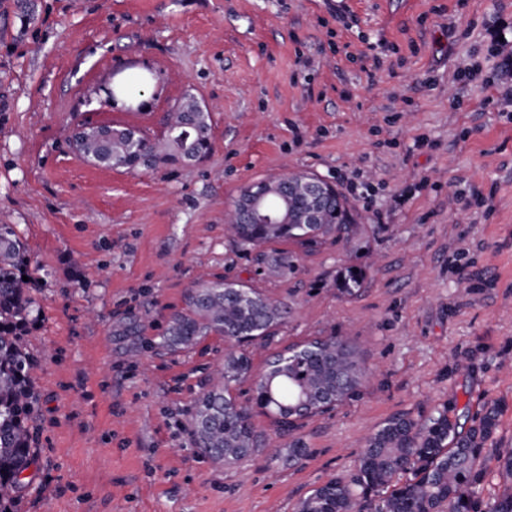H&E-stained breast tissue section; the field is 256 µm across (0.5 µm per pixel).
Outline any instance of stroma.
Wrapping results in <instances>:
<instances>
[{
	"instance_id": "1",
	"label": "stroma",
	"mask_w": 512,
	"mask_h": 512,
	"mask_svg": "<svg viewBox=\"0 0 512 512\" xmlns=\"http://www.w3.org/2000/svg\"><path fill=\"white\" fill-rule=\"evenodd\" d=\"M500 41L512 0H0V224L25 243L37 364L39 457L13 512H294L387 418L452 389L450 419L500 402L495 440L512 444V118L483 103L512 91ZM118 67L154 72L149 110L102 107ZM187 93L212 119L199 162L130 171L73 148L86 117L159 137ZM289 171L355 182L347 258L326 243L283 275L228 237L240 190ZM345 263L367 271L352 298ZM220 277L294 307L245 347L253 374L334 335L375 371L304 420L302 464L219 465L192 444V407L235 345L158 340L186 289Z\"/></svg>"
}]
</instances>
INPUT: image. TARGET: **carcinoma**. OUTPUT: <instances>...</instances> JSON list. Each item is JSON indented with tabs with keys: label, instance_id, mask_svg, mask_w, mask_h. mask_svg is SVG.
Here are the masks:
<instances>
[{
	"label": "carcinoma",
	"instance_id": "carcinoma-1",
	"mask_svg": "<svg viewBox=\"0 0 512 512\" xmlns=\"http://www.w3.org/2000/svg\"><path fill=\"white\" fill-rule=\"evenodd\" d=\"M78 153L104 166L137 169L158 163L176 165L205 158L212 149L210 116L188 112L185 104L168 114L164 140L156 143L141 130L100 127L74 141ZM280 178L289 208L306 211V196ZM232 234L244 248L276 241L303 248L331 238L350 250L355 225L346 212L327 199L316 224H243L239 207L232 211ZM267 264L296 270V257L284 251L263 256ZM25 245L10 224H0V512H12L17 493L27 486L21 475L36 466L39 449L30 425L36 394V364L23 340L32 308V281H25ZM366 270L341 268L338 287L353 296L363 287ZM186 310L174 314L161 341L188 349L202 337L222 335L238 343L267 339L292 308L230 280H212L188 289ZM249 357L228 352L213 373L209 389L196 401L191 415V440L200 453L216 462L234 464L264 446L256 433L253 408L274 419L278 430L292 434L288 448H277L271 459L297 462L307 454L302 437L294 435L298 420L328 412L359 397L372 371L357 349L342 336H328L276 355L254 379L250 404L230 394L232 384L248 376ZM448 392L442 408L425 418L396 414L369 435L354 468L316 487L301 499L296 512H512V448H497L498 475L504 489L483 497L487 473L481 459L497 431L502 408L486 405L467 428L452 422L457 406Z\"/></svg>",
	"mask_w": 512,
	"mask_h": 512
}]
</instances>
